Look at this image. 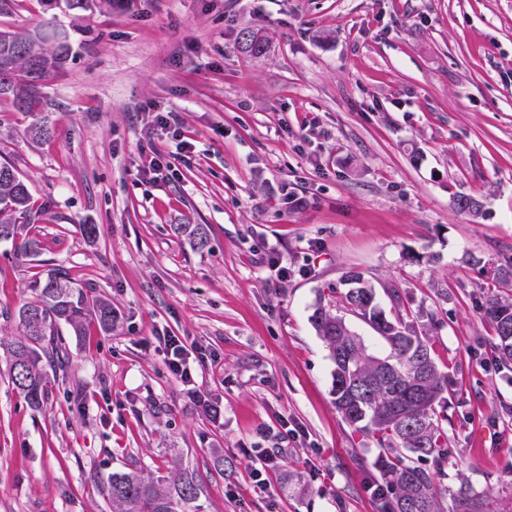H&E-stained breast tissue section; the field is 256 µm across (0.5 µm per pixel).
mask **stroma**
Masks as SVG:
<instances>
[{"label":"stroma","mask_w":512,"mask_h":512,"mask_svg":"<svg viewBox=\"0 0 512 512\" xmlns=\"http://www.w3.org/2000/svg\"><path fill=\"white\" fill-rule=\"evenodd\" d=\"M245 28L269 56L241 53ZM0 30L70 45L44 89L50 139L0 114V158L46 207L33 260L0 242V337L54 266L119 316L112 335L67 337L42 408L0 364V512H112V473L178 463L202 480L200 512H381L378 450L337 413L310 322L352 269L387 316L395 287L440 321L432 350L454 381L445 485L512 488V372L480 310L512 301V0H21ZM164 110L191 149L154 124ZM153 152L171 164L158 180L139 172ZM461 194L480 212L458 210ZM178 224L205 225L206 246ZM158 329L205 353L193 385L169 373ZM282 416L297 439L279 437ZM263 450L279 468L257 498Z\"/></svg>","instance_id":"35a3bbf8"}]
</instances>
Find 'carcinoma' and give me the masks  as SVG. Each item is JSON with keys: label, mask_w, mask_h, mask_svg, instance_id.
<instances>
[{"label": "carcinoma", "mask_w": 512, "mask_h": 512, "mask_svg": "<svg viewBox=\"0 0 512 512\" xmlns=\"http://www.w3.org/2000/svg\"><path fill=\"white\" fill-rule=\"evenodd\" d=\"M246 35L251 42H246ZM241 36L244 53L256 58L267 53L265 36L253 31ZM26 38L19 32L0 31V100L31 115L28 133L34 140H46L52 126L42 116L47 104L42 87L63 65L70 47L59 42L49 48L38 40L24 48ZM40 216L42 211L34 209L23 174H18L16 182L0 180V242L12 243L16 256L28 258L36 253L23 231ZM174 231L188 234L199 248L207 243L201 224H177ZM343 284L347 289L341 296V309L371 325L390 353L383 358L366 353L345 316L321 301L314 307L311 322L334 365L336 410L379 449L378 470L388 492L383 498L384 512H444L441 501L446 494L454 503L452 512H512V490L495 495L476 492L465 483L452 490L442 486L450 451L443 425L447 417L438 409L445 408L453 379L440 369L429 338L418 330L415 319L399 312L387 318L373 284L363 273L346 272ZM31 290L32 300L5 313L6 319L17 323L18 334L1 339L0 348L14 388L30 406L39 407L49 394L48 369L66 355L62 330L79 337L92 319L102 334L110 335L118 315L109 298L90 293L60 267L46 270L32 282ZM481 310L494 331L492 348L498 364L512 370V303L488 298ZM417 391L427 397L409 403L406 393ZM202 491L196 473L182 467L158 477L143 470L114 472L104 485L112 512H196Z\"/></svg>", "instance_id": "obj_1"}]
</instances>
